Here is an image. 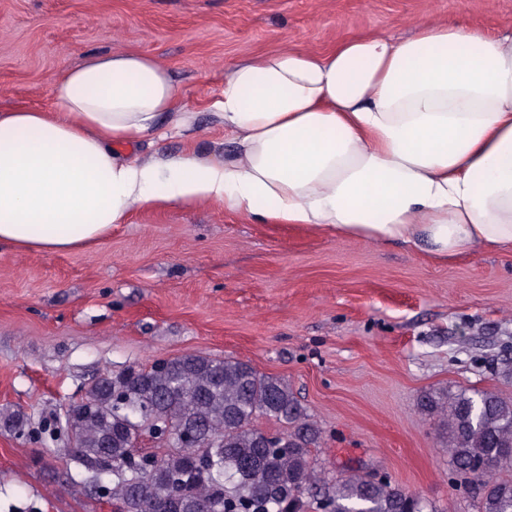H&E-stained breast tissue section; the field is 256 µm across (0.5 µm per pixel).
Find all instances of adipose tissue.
Instances as JSON below:
<instances>
[{
    "label": "adipose tissue",
    "mask_w": 512,
    "mask_h": 512,
    "mask_svg": "<svg viewBox=\"0 0 512 512\" xmlns=\"http://www.w3.org/2000/svg\"><path fill=\"white\" fill-rule=\"evenodd\" d=\"M50 96L0 111V244L67 253L136 208L215 203L441 262L512 250V31L445 21L241 60L218 103L235 145L221 160L118 152L194 124L153 58L90 55Z\"/></svg>",
    "instance_id": "adipose-tissue-1"
}]
</instances>
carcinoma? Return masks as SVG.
<instances>
[{
	"mask_svg": "<svg viewBox=\"0 0 512 512\" xmlns=\"http://www.w3.org/2000/svg\"><path fill=\"white\" fill-rule=\"evenodd\" d=\"M421 406L448 430L456 480L475 483L476 512H512V400L496 391L463 388L428 395ZM285 426L270 446L253 426L258 416ZM168 444L148 471L135 460L143 426ZM76 453L71 461L112 476L99 489L122 512H437L423 498L392 482L349 475L327 483L311 449L322 432L288 383L250 364L198 353L160 368L129 367L102 375L82 395L71 417ZM194 440L175 443V431Z\"/></svg>",
	"mask_w": 512,
	"mask_h": 512,
	"instance_id": "obj_1",
	"label": "carcinoma"
}]
</instances>
